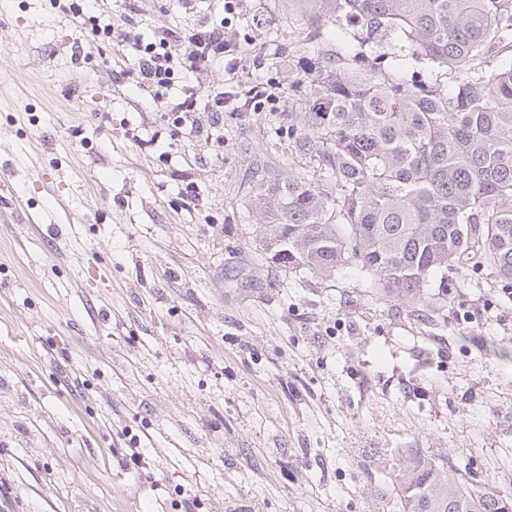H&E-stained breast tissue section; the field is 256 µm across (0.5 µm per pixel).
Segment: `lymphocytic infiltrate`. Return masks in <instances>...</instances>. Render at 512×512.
I'll list each match as a JSON object with an SVG mask.
<instances>
[{
    "label": "lymphocytic infiltrate",
    "mask_w": 512,
    "mask_h": 512,
    "mask_svg": "<svg viewBox=\"0 0 512 512\" xmlns=\"http://www.w3.org/2000/svg\"><path fill=\"white\" fill-rule=\"evenodd\" d=\"M241 2L181 0L185 13L198 15V23L189 29L154 32L148 42L114 23L96 22L88 29L87 45H111L122 61L116 79L132 78L138 89L165 100L166 119L185 137L208 144L223 128L225 111L260 112L279 100L278 83L257 79L245 85L238 78L242 59L232 53L229 17ZM217 61L224 64L230 88L204 91L198 77Z\"/></svg>",
    "instance_id": "1"
}]
</instances>
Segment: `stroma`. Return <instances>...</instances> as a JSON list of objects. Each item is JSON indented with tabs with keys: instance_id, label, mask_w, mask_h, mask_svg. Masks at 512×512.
Returning a JSON list of instances; mask_svg holds the SVG:
<instances>
[{
	"instance_id": "obj_1",
	"label": "stroma",
	"mask_w": 512,
	"mask_h": 512,
	"mask_svg": "<svg viewBox=\"0 0 512 512\" xmlns=\"http://www.w3.org/2000/svg\"><path fill=\"white\" fill-rule=\"evenodd\" d=\"M143 8L146 35L196 22ZM232 28L241 79L276 78L280 102L225 113L205 145L114 81L110 46L76 55L80 20L0 0V512H184L190 493L195 512H399L412 453L512 490V294L465 269L435 313L351 266L272 259L252 189L308 168L288 105L322 44L288 0H246ZM38 151L79 185L68 223ZM95 259L109 287L86 284Z\"/></svg>"
}]
</instances>
